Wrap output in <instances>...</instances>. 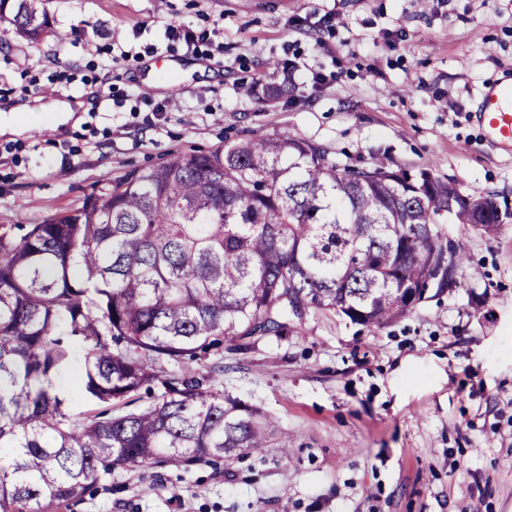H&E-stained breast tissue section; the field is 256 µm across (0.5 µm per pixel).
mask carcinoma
<instances>
[{"label": "carcinoma", "instance_id": "carcinoma-1", "mask_svg": "<svg viewBox=\"0 0 512 512\" xmlns=\"http://www.w3.org/2000/svg\"><path fill=\"white\" fill-rule=\"evenodd\" d=\"M45 0H0V34L49 33ZM427 169L377 157L352 166L297 136L253 134L211 153L173 151L82 205L0 227V512L81 499L100 472L186 467L269 447L260 411L217 377L168 371L227 343L244 351L312 313L381 327L417 295L466 287L467 255L447 224L490 234L496 203ZM84 352L79 421L56 381ZM157 401L118 412L141 388Z\"/></svg>", "mask_w": 512, "mask_h": 512}]
</instances>
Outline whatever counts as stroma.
<instances>
[{"label":"stroma","instance_id":"1","mask_svg":"<svg viewBox=\"0 0 512 512\" xmlns=\"http://www.w3.org/2000/svg\"><path fill=\"white\" fill-rule=\"evenodd\" d=\"M52 33L0 42V225L38 224L175 150L299 136L495 199L452 224L469 288L380 328L331 312L189 367L259 409L288 451L100 474L47 512H512V145L478 110L512 78V0H49ZM191 32L174 37L171 26ZM58 30L75 38L58 42ZM279 61L272 69L270 61ZM289 82L288 99L256 89ZM81 103L59 124L57 103Z\"/></svg>","mask_w":512,"mask_h":512}]
</instances>
